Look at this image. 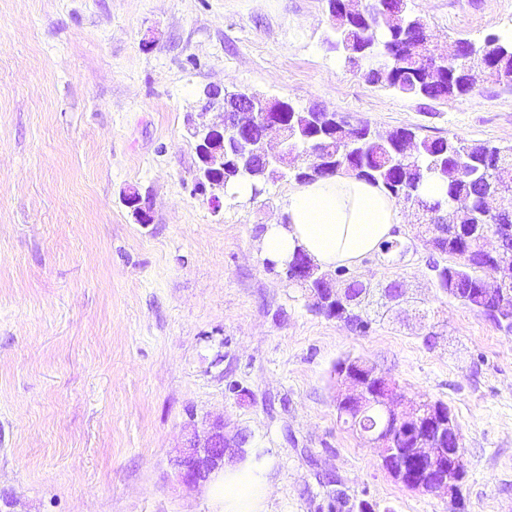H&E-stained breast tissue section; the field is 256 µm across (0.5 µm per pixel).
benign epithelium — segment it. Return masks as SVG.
Wrapping results in <instances>:
<instances>
[{
  "mask_svg": "<svg viewBox=\"0 0 512 512\" xmlns=\"http://www.w3.org/2000/svg\"><path fill=\"white\" fill-rule=\"evenodd\" d=\"M211 106L223 112L222 122L211 126L197 127L193 136L197 140L196 152L199 159L198 176L200 181L210 184L212 190H223L224 179L216 164L224 158V136L229 129L241 134L237 122L231 119L234 112H251L254 109V95L246 94L233 104L225 102L221 90H209ZM125 205L133 211L142 224L150 222V212L139 193L132 191L124 197ZM512 235V226L500 225V230L482 235L478 250L487 257H496L498 250H489L484 241L494 238L498 243ZM509 271L510 276L499 278L507 289L501 293L500 306L512 304V264L502 263L498 272ZM341 389L339 401L355 406L364 413L370 408H378L386 414L395 415L393 428L413 437L414 448L410 452L393 448L394 433L390 426L380 430L372 428L359 431L361 438L371 447L380 451L382 466L397 482H403L407 471L422 475L413 481V489L423 492H440L455 502L458 494V475L464 468L463 449L446 448L443 430L448 427V418L442 408L434 403H423L404 398L391 377L379 372L367 363H357L346 368L340 375ZM250 435L243 430L231 434L226 431L222 419H213L202 426H191L187 431L179 454L173 459L181 481L190 489L207 485L213 477L224 471V465L245 458Z\"/></svg>",
  "mask_w": 512,
  "mask_h": 512,
  "instance_id": "7a95c632",
  "label": "benign epithelium"
}]
</instances>
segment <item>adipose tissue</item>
I'll return each mask as SVG.
<instances>
[{"label":"adipose tissue","instance_id":"adipose-tissue-1","mask_svg":"<svg viewBox=\"0 0 512 512\" xmlns=\"http://www.w3.org/2000/svg\"><path fill=\"white\" fill-rule=\"evenodd\" d=\"M399 222L398 205L381 186L342 173L291 188L259 249L280 264L301 251L326 268L356 267L394 240ZM214 491L223 512H262L268 486L260 470L233 463Z\"/></svg>","mask_w":512,"mask_h":512}]
</instances>
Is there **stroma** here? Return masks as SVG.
<instances>
[{
  "instance_id": "obj_1",
  "label": "stroma",
  "mask_w": 512,
  "mask_h": 512,
  "mask_svg": "<svg viewBox=\"0 0 512 512\" xmlns=\"http://www.w3.org/2000/svg\"><path fill=\"white\" fill-rule=\"evenodd\" d=\"M430 47L512 34V0H409ZM326 0H0V512H216L179 483L187 426L251 436L264 512H322L326 475L374 512H448L409 489L338 419L333 368L352 357L408 398L448 405L466 476L460 512H512V334L446 298L410 250L351 269L400 282L436 315L360 334L315 313L259 254L293 183L256 199L195 192L205 89L246 90L417 137L512 145V92L434 101L367 83L327 38ZM138 190L151 221L123 196Z\"/></svg>"
}]
</instances>
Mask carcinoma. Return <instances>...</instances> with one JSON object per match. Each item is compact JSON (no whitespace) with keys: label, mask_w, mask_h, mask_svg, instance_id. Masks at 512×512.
Returning <instances> with one entry per match:
<instances>
[{"label":"carcinoma","mask_w":512,"mask_h":512,"mask_svg":"<svg viewBox=\"0 0 512 512\" xmlns=\"http://www.w3.org/2000/svg\"><path fill=\"white\" fill-rule=\"evenodd\" d=\"M332 28L335 47L341 51L344 62L354 64L370 84L431 100L467 95L481 78L512 91V36L490 35L479 47L458 39L456 44L464 48L462 56L450 55L436 61L434 72L427 69V46L414 38L425 23L408 10L407 0H374L373 11L363 18L338 11L332 18ZM287 106L282 118H292L285 144L290 165L284 167L267 159L229 136L224 141V184L246 183L252 196L257 197L270 182L297 180L293 161L327 156L333 169L310 175L306 180L351 172L382 186L395 200L418 207L424 219L435 221L443 218L442 204L425 201L421 191L428 181H441L449 214L456 223L468 225V231L451 243L446 236L424 240L432 251L454 258L451 264L431 265L439 289L511 334L512 306L503 310L496 300L501 289L497 263L482 258L476 249L485 229L506 223L487 213L482 190L487 182L496 179V172L486 159L496 158L512 168V145L469 142L457 136L418 141L409 128L383 131L360 121L349 129L338 112L324 114L291 102ZM237 120L247 128L251 143L260 142L265 128L259 113L239 112ZM290 281L320 297L328 288H335L336 297L341 299L336 310L322 305L314 311L342 321L349 328L355 326L361 333L369 331L372 317L384 319L389 315L400 290L395 283L373 286L354 277L332 284L311 261L308 271Z\"/></svg>","instance_id":"cac0c4a2"}]
</instances>
